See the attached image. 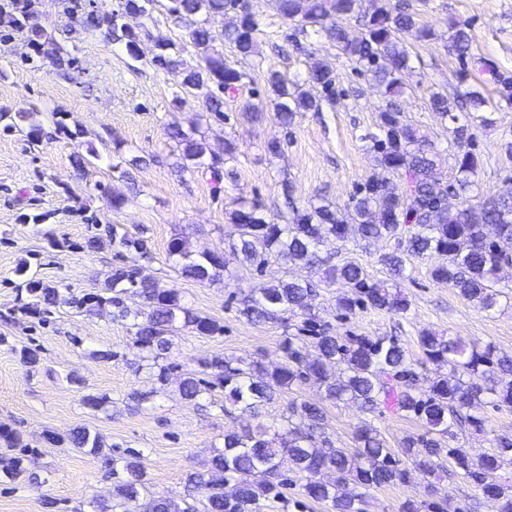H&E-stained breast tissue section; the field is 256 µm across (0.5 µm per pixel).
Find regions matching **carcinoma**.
I'll list each match as a JSON object with an SVG mask.
<instances>
[{
  "mask_svg": "<svg viewBox=\"0 0 512 512\" xmlns=\"http://www.w3.org/2000/svg\"><path fill=\"white\" fill-rule=\"evenodd\" d=\"M155 2L121 0L107 16L92 9L93 0H61V6L70 22L100 29L112 40L124 42L135 58L142 57L143 39L153 40L150 67L156 72L181 67L188 77L185 97L177 102L192 100L204 120L224 119V97H235L247 78L236 60L258 55L265 35L254 4L168 0L167 14L186 24L183 40L176 43L125 22L134 15L153 18ZM274 7L295 32L311 28L324 34L391 98L400 96L402 75L411 70L402 35L408 33L420 41L432 37L418 13L399 0H371L365 11L362 0H274ZM353 16L359 18L356 33L345 24ZM217 17L224 20L219 31L212 26ZM451 28L450 48L464 62L470 57L468 25L454 20ZM17 36L35 52L50 56L59 72L64 74L72 66L70 53L40 18L38 0H0V43ZM218 42L230 48L232 57L215 49ZM191 54L198 58L194 65L187 64L186 56ZM477 64L502 86L499 108H512V79L488 60ZM459 82L465 90L456 96L434 92L429 98L432 110L451 124L448 156L453 160L454 182L438 178L434 144L405 123L398 106L391 103L378 116L381 136L372 138L376 171L357 187L346 208L321 203L298 209L291 205L287 187L291 216L281 224L266 215L259 203L238 202L224 250L260 275L272 264L285 270L290 266L309 270L304 280H254L244 290L241 315L252 323L279 320L284 325L288 316H298L302 325L297 333L284 334L281 361L275 365L214 355L200 362L199 371L181 379L179 390L185 399L221 389L224 414L236 413L250 423L224 433L223 449L212 456L207 469L187 475L186 498L152 497L145 503L147 512H264L268 503L285 497V462L304 497L327 504L331 512H365L371 491L404 484L413 470L430 478L427 497L406 500L401 512H448L436 485L444 472L481 491L491 512H512V482L499 480L500 472L512 469V438H497L491 453L450 444L456 438L455 426L484 430L485 419L479 415L482 404L512 409V356L498 355L489 344L480 347L460 336L426 332L418 338L417 357L395 336H339L319 324L313 314L320 288L334 284L347 289L336 302L344 316L358 309L395 315L410 309L401 289L373 280L363 264L349 258L338 261L336 252L326 250L330 242L346 245L353 229L367 245L382 239L395 242V250L379 258L395 279L410 278L405 263L409 255L426 263L433 282L448 286L489 314L500 300L512 297V287L499 277L503 268H512V182L493 194L481 190L483 161L476 152L477 136L479 130L493 126L495 118L484 110V96L470 89L467 72H460ZM266 83V96L273 98L287 125L296 114L320 112L335 101L333 70L319 61L309 65L302 86L288 84L277 72L270 73ZM0 123L6 129L26 126L32 141L42 134L38 112L32 108L0 112ZM169 134L183 145L180 172L200 171L218 186L230 177L225 165L236 159L233 142H224L222 151L216 152L180 129ZM450 195L457 200L453 206L448 204ZM105 232L115 255H127L129 261L113 267L103 287L77 297L66 285L39 278L24 261L15 270L17 310L45 315L52 307L86 312L109 307L113 318L130 321L133 346L141 358L153 362L157 379L165 382L176 369L164 357L171 337L183 329L199 337L217 336L224 333V326L193 312L179 291L164 289L144 274L140 261L149 258L151 251L142 232L122 224H108ZM168 253L180 275L199 283L229 272L223 254H197L182 236L171 239ZM436 255L442 261L434 264ZM131 298L138 299V308L129 307ZM307 386L320 392L322 402L294 397L280 418L263 417L262 409L275 398L297 394ZM325 402L346 404L363 415L393 410L416 420L423 432L408 435L391 448L377 429L365 424L354 431L353 447L339 448L326 433ZM66 441L94 455L105 447L99 433L81 426L73 428ZM107 461L114 478L109 499H95L91 508L110 512L112 500L138 508L148 493L140 455L109 453Z\"/></svg>",
  "mask_w": 512,
  "mask_h": 512,
  "instance_id": "cac0c4a2",
  "label": "carcinoma"
}]
</instances>
